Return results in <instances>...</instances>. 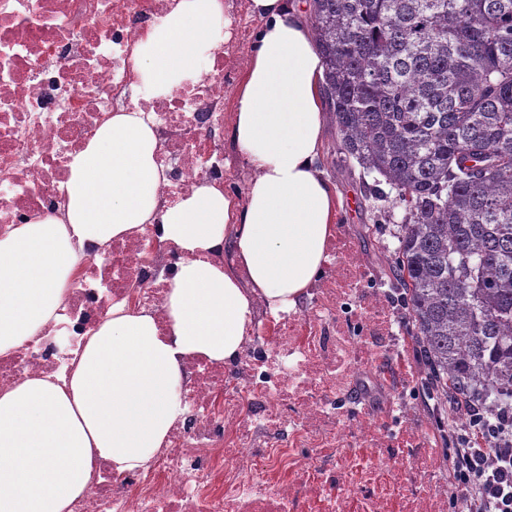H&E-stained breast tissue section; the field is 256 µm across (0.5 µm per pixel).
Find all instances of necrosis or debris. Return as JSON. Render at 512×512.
Here are the masks:
<instances>
[{
  "mask_svg": "<svg viewBox=\"0 0 512 512\" xmlns=\"http://www.w3.org/2000/svg\"><path fill=\"white\" fill-rule=\"evenodd\" d=\"M176 0H0V237L65 214L68 162L106 116L140 110L158 140L162 202L202 184L246 192L255 169L224 154V123L249 54L245 0L224 19L196 81L142 89L132 51ZM323 270L295 309L257 304L238 357L182 360L187 413L150 466L96 461L71 512H448L428 449L433 427L399 387L406 366L392 311L366 287L354 239L334 232ZM184 252L160 222L81 261L54 317L0 354V390L70 377L113 306L136 305L167 331L169 283Z\"/></svg>",
  "mask_w": 512,
  "mask_h": 512,
  "instance_id": "1",
  "label": "necrosis or debris"
}]
</instances>
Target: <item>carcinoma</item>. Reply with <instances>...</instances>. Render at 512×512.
<instances>
[{"instance_id":"cac0c4a2","label":"carcinoma","mask_w":512,"mask_h":512,"mask_svg":"<svg viewBox=\"0 0 512 512\" xmlns=\"http://www.w3.org/2000/svg\"><path fill=\"white\" fill-rule=\"evenodd\" d=\"M309 6L331 166L355 161L365 201L388 203L358 236L398 291L423 396L493 424L512 404V0Z\"/></svg>"}]
</instances>
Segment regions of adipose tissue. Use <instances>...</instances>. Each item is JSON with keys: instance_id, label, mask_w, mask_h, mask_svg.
Returning <instances> with one entry per match:
<instances>
[{"instance_id": "ef3b65f1", "label": "adipose tissue", "mask_w": 512, "mask_h": 512, "mask_svg": "<svg viewBox=\"0 0 512 512\" xmlns=\"http://www.w3.org/2000/svg\"><path fill=\"white\" fill-rule=\"evenodd\" d=\"M260 26L235 88L224 145L257 169L244 199L203 184L163 204L156 138L142 112L109 116L68 163L66 214L0 239V354L47 323L89 250L161 220L188 255L167 293V333L122 306L90 336L69 382L28 377L0 392V512H69L91 462L147 468L185 408L183 357L231 363L256 301L294 307L325 259L341 202L320 166L324 67L298 0H248ZM222 0H177L139 43L132 66L156 95L198 76ZM225 250V265L210 253Z\"/></svg>"}]
</instances>
